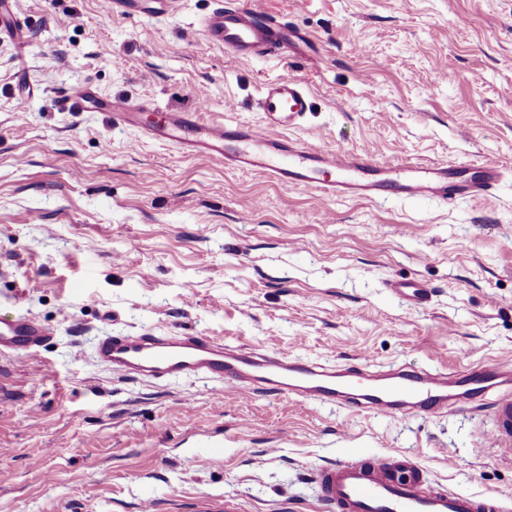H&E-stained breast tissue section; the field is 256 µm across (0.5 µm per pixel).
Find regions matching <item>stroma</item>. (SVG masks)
I'll list each match as a JSON object with an SVG mask.
<instances>
[{
    "label": "stroma",
    "mask_w": 512,
    "mask_h": 512,
    "mask_svg": "<svg viewBox=\"0 0 512 512\" xmlns=\"http://www.w3.org/2000/svg\"><path fill=\"white\" fill-rule=\"evenodd\" d=\"M0 28V316L51 331L0 353V512H322L315 469L344 449L417 460L498 495L512 447L489 414L403 419L98 366L99 336L192 333L327 365L512 362V0H237L298 30L287 60L211 45L213 0L164 18L107 0H14ZM494 38H487V30ZM313 95L293 136L379 164L475 161L504 177L452 205L337 199L139 138L77 111V84L131 105L261 123L264 84ZM434 287L413 308L395 279Z\"/></svg>",
    "instance_id": "obj_1"
}]
</instances>
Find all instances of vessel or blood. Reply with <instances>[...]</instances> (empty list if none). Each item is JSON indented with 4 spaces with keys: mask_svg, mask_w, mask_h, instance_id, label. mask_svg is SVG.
Returning a JSON list of instances; mask_svg holds the SVG:
<instances>
[{
    "mask_svg": "<svg viewBox=\"0 0 512 512\" xmlns=\"http://www.w3.org/2000/svg\"><path fill=\"white\" fill-rule=\"evenodd\" d=\"M214 2L202 21L213 45L241 59L287 56L297 31L263 19L257 9L238 8L232 0ZM169 3L109 0V9L119 15L161 18ZM68 96L79 110L109 112L121 122L139 125L146 139L329 197L428 199L447 205L486 196L502 178L499 167L483 163L414 162L385 168L365 153L310 148L289 134L312 109L305 86L291 78L264 85L259 99L264 121L259 125L203 122L201 100L188 109L162 112L158 122L143 125L138 119L141 106L101 96L90 85L74 86ZM388 289L414 307L429 304L433 294L432 287L419 280H393ZM50 336L49 329L33 318L0 317L1 352L29 351ZM96 358L106 371L129 378L204 377L223 382L229 395L249 387L307 404L393 418L483 407L497 417L494 440L512 446L511 363L448 373L410 366L374 372L363 361L326 366L185 333L107 335L97 344ZM315 484L325 512H504L497 496L429 486L425 469L399 454L377 458L358 448L347 449L336 464L317 471Z\"/></svg>",
    "mask_w": 512,
    "mask_h": 512,
    "instance_id": "obj_1",
    "label": "vessel or blood"
}]
</instances>
